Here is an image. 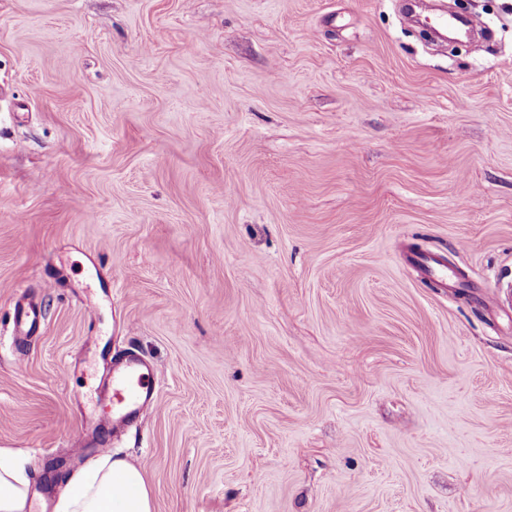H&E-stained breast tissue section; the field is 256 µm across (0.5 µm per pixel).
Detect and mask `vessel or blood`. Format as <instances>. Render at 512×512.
Returning <instances> with one entry per match:
<instances>
[{
    "label": "vessel or blood",
    "mask_w": 512,
    "mask_h": 512,
    "mask_svg": "<svg viewBox=\"0 0 512 512\" xmlns=\"http://www.w3.org/2000/svg\"><path fill=\"white\" fill-rule=\"evenodd\" d=\"M14 334L18 341L34 336L42 323L37 302L16 303L13 308ZM103 392L113 415H144L158 402L156 384L149 370L134 356L116 359L102 380Z\"/></svg>",
    "instance_id": "obj_1"
}]
</instances>
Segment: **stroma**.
Returning <instances> with one entry per match:
<instances>
[{"label":"stroma","instance_id":"stroma-1","mask_svg":"<svg viewBox=\"0 0 512 512\" xmlns=\"http://www.w3.org/2000/svg\"><path fill=\"white\" fill-rule=\"evenodd\" d=\"M448 7L482 48L398 0H0V448L32 498L96 457L131 351L158 406L100 436L154 512H512V0ZM14 335L19 342L34 336L41 328L42 313L37 302H18L13 308Z\"/></svg>","mask_w":512,"mask_h":512}]
</instances>
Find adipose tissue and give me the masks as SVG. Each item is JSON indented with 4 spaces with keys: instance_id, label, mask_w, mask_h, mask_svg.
<instances>
[{
    "instance_id": "ef3b65f1",
    "label": "adipose tissue",
    "mask_w": 512,
    "mask_h": 512,
    "mask_svg": "<svg viewBox=\"0 0 512 512\" xmlns=\"http://www.w3.org/2000/svg\"><path fill=\"white\" fill-rule=\"evenodd\" d=\"M30 478L17 453L0 448V512H27ZM54 512H154L142 472L109 454L69 478Z\"/></svg>"
}]
</instances>
